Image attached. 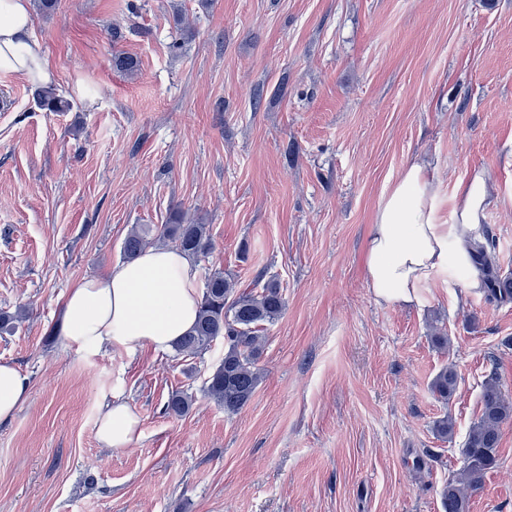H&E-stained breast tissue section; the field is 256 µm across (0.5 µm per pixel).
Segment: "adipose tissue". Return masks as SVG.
I'll return each mask as SVG.
<instances>
[{
    "instance_id": "1",
    "label": "adipose tissue",
    "mask_w": 512,
    "mask_h": 512,
    "mask_svg": "<svg viewBox=\"0 0 512 512\" xmlns=\"http://www.w3.org/2000/svg\"><path fill=\"white\" fill-rule=\"evenodd\" d=\"M0 72L51 79L50 65L32 37L30 0H0ZM452 221L438 220L439 199L426 169L407 165L380 197L367 239L366 284L379 303H423L421 290L448 269L468 266L469 242L493 200L485 173L461 181ZM202 292L193 261L175 247H148L104 276L75 282L62 307L66 344L76 352L135 357L144 348L165 353L194 325ZM27 377L0 362V423L11 421L28 399ZM140 420L126 401L112 397L100 413L96 437L108 448L128 447Z\"/></svg>"
}]
</instances>
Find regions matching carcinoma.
I'll list each match as a JSON object with an SVG mask.
<instances>
[{
    "instance_id": "obj_1",
    "label": "carcinoma",
    "mask_w": 512,
    "mask_h": 512,
    "mask_svg": "<svg viewBox=\"0 0 512 512\" xmlns=\"http://www.w3.org/2000/svg\"><path fill=\"white\" fill-rule=\"evenodd\" d=\"M37 100L48 112H65L70 100L50 86L37 92ZM150 229L132 230L124 241V255L134 259L148 244ZM161 239L198 261L207 257L213 243L205 224L187 223L178 211L158 233ZM497 245L487 228L472 245V261L483 273L484 293L498 302L512 301V274H504L498 265ZM286 306L280 281L271 276L241 286L221 270L208 274L197 321L192 330L175 345V356L193 359L204 354L212 343L224 339V356L206 381V395L228 413L241 411L253 397L260 381L258 362L263 351L265 324H273ZM458 382L451 365L443 366L430 384L432 395L448 401ZM191 407V397L176 391L169 397L165 410L181 417ZM512 418V402L501 389L495 371H490L483 385L482 408L478 420L469 430L462 450L461 467L442 490L444 512H469L470 499L481 489L488 472L498 464L501 425Z\"/></svg>"
}]
</instances>
